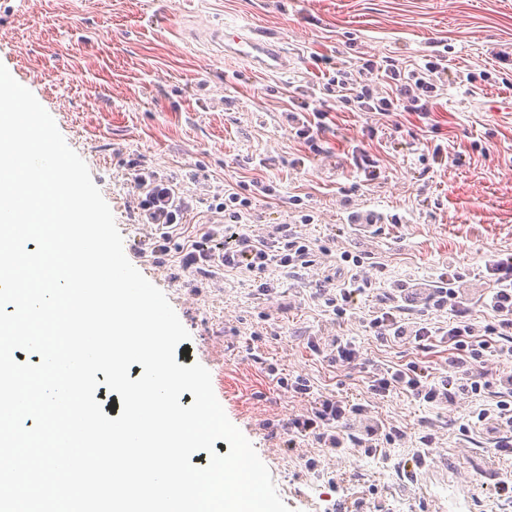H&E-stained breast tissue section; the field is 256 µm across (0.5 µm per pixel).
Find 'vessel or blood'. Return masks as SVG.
<instances>
[{
	"label": "vessel or blood",
	"instance_id": "b4317fda",
	"mask_svg": "<svg viewBox=\"0 0 512 512\" xmlns=\"http://www.w3.org/2000/svg\"><path fill=\"white\" fill-rule=\"evenodd\" d=\"M225 54L249 60L258 69L281 72L287 69V54L275 37L255 27L225 23L220 32Z\"/></svg>",
	"mask_w": 512,
	"mask_h": 512
}]
</instances>
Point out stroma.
<instances>
[{
    "label": "stroma",
    "mask_w": 512,
    "mask_h": 512,
    "mask_svg": "<svg viewBox=\"0 0 512 512\" xmlns=\"http://www.w3.org/2000/svg\"><path fill=\"white\" fill-rule=\"evenodd\" d=\"M227 19L275 33L287 70L268 74L224 56L209 31ZM427 54L448 60L430 116L332 113L325 152L304 161L286 112L293 102L316 108L307 90L324 83L325 58L409 66ZM0 64L86 163L123 239L135 244L127 258L189 332L180 349L209 370L228 419L291 512H448L452 497L463 512H512L496 493L512 477V456L496 454L494 433L459 434L452 422L469 410L462 399L432 410L399 394L374 400L373 416L407 435L381 463L311 438L288 442L289 419L310 404L286 380L301 376L357 403L373 365L416 360L435 369L446 344L425 352L382 344L361 321L325 312L312 298L323 264L267 295L249 276L179 267L181 247L221 221L216 207L231 186L251 198L254 231L296 225L332 255L373 257L389 286L454 269L464 296L477 301L489 284L486 261L512 255V0H0ZM437 143L451 162L433 161L428 148ZM358 145L380 162L373 179L348 162ZM132 160L173 178L191 204L162 262L151 253L153 227L138 221ZM260 183L298 204L266 202ZM305 214L312 223H302ZM372 214L380 224L359 231L355 218ZM339 336L356 337L357 365L331 366L307 347ZM425 435V463L407 471Z\"/></svg>",
    "instance_id": "1"
}]
</instances>
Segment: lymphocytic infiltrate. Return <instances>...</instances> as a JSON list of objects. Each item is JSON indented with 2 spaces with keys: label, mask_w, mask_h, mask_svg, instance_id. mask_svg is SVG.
I'll return each instance as SVG.
<instances>
[{
  "label": "lymphocytic infiltrate",
  "mask_w": 512,
  "mask_h": 512,
  "mask_svg": "<svg viewBox=\"0 0 512 512\" xmlns=\"http://www.w3.org/2000/svg\"><path fill=\"white\" fill-rule=\"evenodd\" d=\"M447 72L446 59L431 54L425 55L423 65L407 72L389 57L368 59L356 68L342 64L324 83L319 108L289 112L288 119L296 127L297 138L315 156L327 141L333 106L383 116L413 112L426 117ZM129 170L142 195L139 217L155 227L152 253L164 258L189 203L170 181L143 171L134 162ZM251 206L250 198L225 193L220 206L226 220L223 231L207 230L203 242L183 247L182 268L202 273L221 267L246 274L254 277L259 293L265 295L273 290L280 274L297 275L325 255V248L315 247L290 224L277 225L266 236L254 234L249 227ZM363 264L362 256L342 252L334 273L325 275L314 294L337 318L352 313L355 297L372 287V278L360 273ZM485 269L491 286L476 303L463 298L454 272L420 288L398 285L377 294L364 318L372 336L383 343L404 342L422 350L438 340L448 345V361L434 374L414 361L377 366L367 391L374 398L398 392L432 407L467 397L471 409L459 425L461 435L486 428L496 434L495 450L512 455V373L502 375L501 389L495 392L482 372L489 357L512 360V257L491 259ZM444 310L452 319L441 327L431 317ZM288 388L313 398L308 415L289 420L290 435L314 438L321 447L336 451L359 448L374 458L387 457L390 446L405 439L402 430L374 418L367 405L314 396L310 381L303 378L291 381Z\"/></svg>",
  "instance_id": "1"
}]
</instances>
